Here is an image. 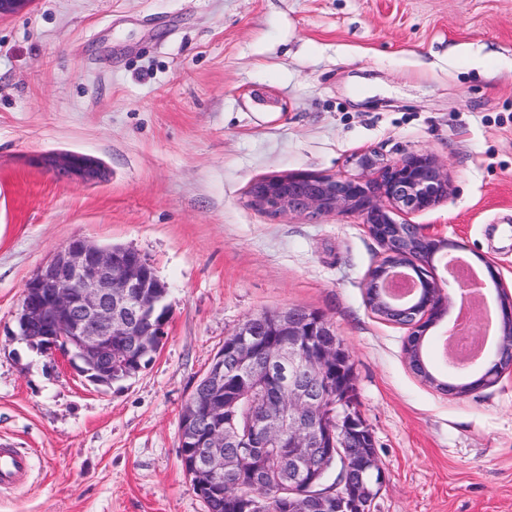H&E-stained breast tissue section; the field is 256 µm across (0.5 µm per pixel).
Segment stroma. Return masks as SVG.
<instances>
[{
    "instance_id": "1",
    "label": "stroma",
    "mask_w": 512,
    "mask_h": 512,
    "mask_svg": "<svg viewBox=\"0 0 512 512\" xmlns=\"http://www.w3.org/2000/svg\"><path fill=\"white\" fill-rule=\"evenodd\" d=\"M431 154L407 215L512 288V0H32L0 20V442L27 449L0 512H207L180 414L247 317L322 314L350 354L384 474L369 512H512V371L464 398L410 370L369 308L384 257L354 213L273 215L275 175ZM84 154L94 184L40 166ZM136 249L168 286L161 350L98 387L15 334L26 282L70 239Z\"/></svg>"
}]
</instances>
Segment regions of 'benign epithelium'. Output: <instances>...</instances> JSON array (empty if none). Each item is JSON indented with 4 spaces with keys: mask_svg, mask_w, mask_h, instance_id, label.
Segmentation results:
<instances>
[{
    "mask_svg": "<svg viewBox=\"0 0 512 512\" xmlns=\"http://www.w3.org/2000/svg\"><path fill=\"white\" fill-rule=\"evenodd\" d=\"M356 164L361 176L344 180L316 174L263 179L251 187L252 204L278 214H358L385 254L365 280L369 308L412 332L425 321L432 326L453 298L436 278L425 275V267L438 254L451 256L457 244L396 217L430 210L445 200L448 172L425 152L386 161L363 151ZM55 171L87 183L96 181L94 167L77 166L70 154L59 157ZM403 268L412 271L409 278L415 291L399 302L387 285ZM164 287L137 251L73 238L27 281L16 317L18 335L38 332L39 349L47 355L65 347L64 355L82 375L88 364L110 370L114 362L125 365L137 360L150 344L163 345L170 312L167 308L157 312L160 297L150 289ZM499 310L494 358L482 374H476L478 356L452 364L448 380H442L426 368L421 348L406 344L411 371L454 398L467 397L487 387L489 379L511 371L512 293L506 288L499 289ZM317 327L318 339L305 344L299 339V317L291 310L273 319L249 317L237 327L226 354L213 357L181 414L180 447L202 449L185 461L191 474L211 481L238 476L241 488L251 492L260 484L261 468L246 474L244 462L280 456L286 448L288 493L299 512H315L317 506L334 502L350 512H363V498H372L368 473L376 467V455L364 457L354 445L356 421L349 389H342L334 403L326 400L323 387L330 383V371L348 363L350 356L326 320L319 319ZM117 339L122 344L115 351L112 341ZM235 371L245 372L254 384L251 433L243 436L232 427L201 428V414L215 423L224 416L219 393L224 374ZM271 381L278 384L273 407L266 400ZM330 453L342 462V469L336 480L325 482Z\"/></svg>",
    "mask_w": 512,
    "mask_h": 512,
    "instance_id": "1",
    "label": "benign epithelium"
}]
</instances>
